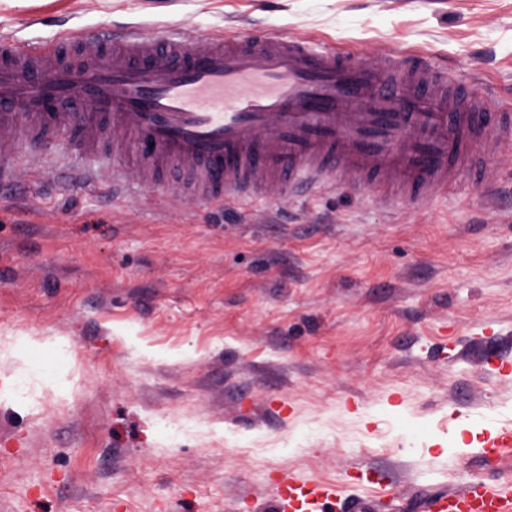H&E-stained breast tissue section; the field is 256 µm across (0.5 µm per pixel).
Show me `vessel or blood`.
I'll use <instances>...</instances> for the list:
<instances>
[{"mask_svg":"<svg viewBox=\"0 0 512 512\" xmlns=\"http://www.w3.org/2000/svg\"><path fill=\"white\" fill-rule=\"evenodd\" d=\"M57 62H49V55ZM52 54L0 38V127L50 150L68 136L91 152L104 134L112 156L133 158L159 185L190 174V198L228 204L268 183L292 188L344 175L353 188H397L420 203L456 185L454 163L472 147L512 146V111L491 97L460 100L446 71L384 56L362 65L309 40L254 32L249 40L135 30L61 35ZM512 448V429L481 449ZM332 488L288 475L277 512H319ZM434 512H512V491L477 482L437 498Z\"/></svg>","mask_w":512,"mask_h":512,"instance_id":"1","label":"vessel or blood"}]
</instances>
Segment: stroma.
<instances>
[{"label": "stroma", "instance_id": "stroma-1", "mask_svg": "<svg viewBox=\"0 0 512 512\" xmlns=\"http://www.w3.org/2000/svg\"><path fill=\"white\" fill-rule=\"evenodd\" d=\"M111 25L424 58L512 110V0H0L24 44ZM52 153L0 188V512H270L286 475L331 512H429L512 484L479 455L512 427V147L424 204L339 178L229 208ZM26 339L70 353L59 384L17 386Z\"/></svg>", "mask_w": 512, "mask_h": 512}]
</instances>
